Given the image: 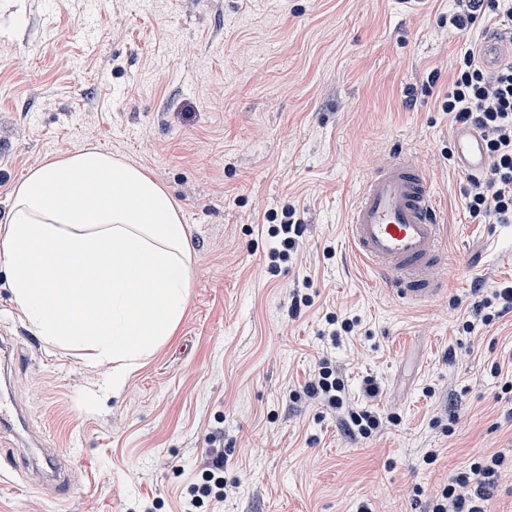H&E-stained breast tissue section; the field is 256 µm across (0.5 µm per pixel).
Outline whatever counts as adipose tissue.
<instances>
[{
    "instance_id": "ef3b65f1",
    "label": "adipose tissue",
    "mask_w": 512,
    "mask_h": 512,
    "mask_svg": "<svg viewBox=\"0 0 512 512\" xmlns=\"http://www.w3.org/2000/svg\"><path fill=\"white\" fill-rule=\"evenodd\" d=\"M190 253L163 186L94 148L30 171L0 222L10 291L32 330L109 365L116 392L182 321Z\"/></svg>"
}]
</instances>
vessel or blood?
<instances>
[{"label": "vessel or blood", "instance_id": "vessel-or-blood-1", "mask_svg": "<svg viewBox=\"0 0 512 512\" xmlns=\"http://www.w3.org/2000/svg\"><path fill=\"white\" fill-rule=\"evenodd\" d=\"M512 35L488 34L481 60L496 69L507 57ZM459 172H487L490 161L482 134L467 126L453 132ZM435 191L415 156H390L366 176L345 224L348 247L365 273L404 305L427 307L442 296L440 267L447 258L448 235L439 222Z\"/></svg>", "mask_w": 512, "mask_h": 512}]
</instances>
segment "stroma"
Instances as JSON below:
<instances>
[{"instance_id":"35a3bbf8","label":"stroma","mask_w":512,"mask_h":512,"mask_svg":"<svg viewBox=\"0 0 512 512\" xmlns=\"http://www.w3.org/2000/svg\"><path fill=\"white\" fill-rule=\"evenodd\" d=\"M453 0H0V216L45 161L93 146L145 170L181 210L193 288L173 336L124 390L86 353L17 336L25 316L0 262V340L13 391L57 452L18 448L0 512H179L202 454L224 455L234 496L207 512H428L475 454L512 449V306L477 335L482 290L512 287V236L473 221L441 109L457 57L501 29L459 32ZM410 152L448 226L446 295L403 306L360 270L343 227L371 167ZM294 208L303 245L278 273L267 215ZM304 287L310 302L288 309ZM359 315L336 359L353 396L397 425L364 438L305 383L329 313ZM380 389L363 396V377ZM438 460L422 461L426 449ZM80 471L56 499L31 475Z\"/></svg>"}]
</instances>
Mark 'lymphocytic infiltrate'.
<instances>
[{"mask_svg": "<svg viewBox=\"0 0 512 512\" xmlns=\"http://www.w3.org/2000/svg\"><path fill=\"white\" fill-rule=\"evenodd\" d=\"M450 23L457 29L475 24L491 11L512 22V0H455ZM441 107L452 119L481 129L492 159L489 174L471 178L465 190L471 218L512 223V63L487 72L466 50L456 60L454 75ZM308 393L323 398L331 409L346 407L345 386L336 359L323 354L306 384ZM512 477V458L497 452L483 455L468 470L457 473L432 501L431 512H485L487 489L499 479ZM231 487L224 481V464L204 461L201 480L193 484L181 512H198L206 497L224 498Z\"/></svg>", "mask_w": 512, "mask_h": 512, "instance_id": "lymphocytic-infiltrate-1", "label": "lymphocytic infiltrate"}]
</instances>
